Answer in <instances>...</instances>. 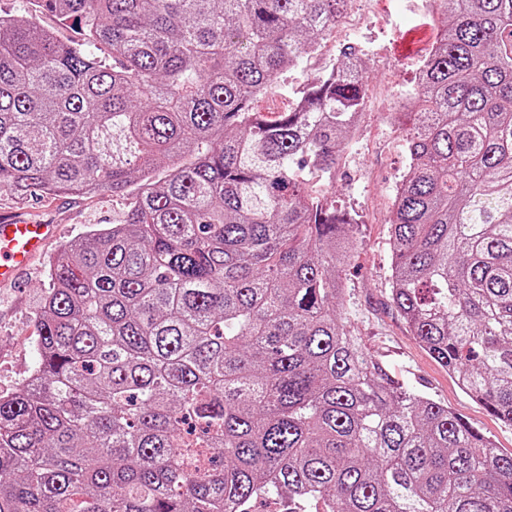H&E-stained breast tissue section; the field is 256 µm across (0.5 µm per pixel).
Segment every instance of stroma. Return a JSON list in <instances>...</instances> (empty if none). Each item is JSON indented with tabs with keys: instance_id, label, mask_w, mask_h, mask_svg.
<instances>
[{
	"instance_id": "1",
	"label": "stroma",
	"mask_w": 512,
	"mask_h": 512,
	"mask_svg": "<svg viewBox=\"0 0 512 512\" xmlns=\"http://www.w3.org/2000/svg\"><path fill=\"white\" fill-rule=\"evenodd\" d=\"M0 11L24 14L67 42L82 37L80 26L43 11L34 0H0ZM440 26V18L423 16L419 0H360L355 25L339 24L327 31L318 52L288 71L285 89L262 93L255 106L270 113L288 109L292 104L290 90L338 59L343 45L363 51L369 63L367 85L373 93L372 108L363 117L361 132L341 152L333 179L311 182L315 194L349 211L360 226L362 243L343 271L353 310L352 325L369 354L386 364L396 378L446 403L500 451L510 453L512 426L499 421L460 389L447 368L412 336L389 297L387 220L408 165L405 136L389 105L414 85L417 65L434 46ZM126 205L125 199L108 192L48 196L20 203L0 191V214L20 212L58 224L61 241L117 223ZM58 249V243L51 244L23 273L17 287L0 288L1 392L13 388L35 365L37 294L50 285L49 266Z\"/></svg>"
}]
</instances>
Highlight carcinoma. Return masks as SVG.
<instances>
[{
	"label": "carcinoma",
	"instance_id": "carcinoma-1",
	"mask_svg": "<svg viewBox=\"0 0 512 512\" xmlns=\"http://www.w3.org/2000/svg\"><path fill=\"white\" fill-rule=\"evenodd\" d=\"M38 2L83 38L0 14V191L128 205L51 264L36 366L0 393V512H512V453L392 375L344 305L358 224L308 183L355 137L364 55L299 109L253 106L347 0ZM436 14L397 115L391 300L512 426V0Z\"/></svg>",
	"mask_w": 512,
	"mask_h": 512
}]
</instances>
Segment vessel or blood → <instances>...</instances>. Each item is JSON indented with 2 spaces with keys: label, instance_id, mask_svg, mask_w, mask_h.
Wrapping results in <instances>:
<instances>
[{
  "label": "vessel or blood",
  "instance_id": "1",
  "mask_svg": "<svg viewBox=\"0 0 512 512\" xmlns=\"http://www.w3.org/2000/svg\"><path fill=\"white\" fill-rule=\"evenodd\" d=\"M57 233L54 224L0 215V285L16 282Z\"/></svg>",
  "mask_w": 512,
  "mask_h": 512
}]
</instances>
